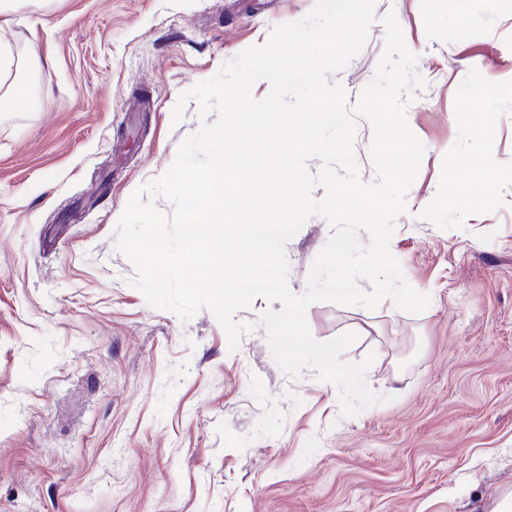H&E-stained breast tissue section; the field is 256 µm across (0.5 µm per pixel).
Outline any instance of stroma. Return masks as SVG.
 Returning <instances> with one entry per match:
<instances>
[{"label": "stroma", "mask_w": 512, "mask_h": 512, "mask_svg": "<svg viewBox=\"0 0 512 512\" xmlns=\"http://www.w3.org/2000/svg\"><path fill=\"white\" fill-rule=\"evenodd\" d=\"M315 0H26L0 41L36 77L0 112V512H495L512 500V0H377L363 49L333 76L356 102L395 11L427 82L407 109L425 153L391 250L423 312L321 302V342L356 341L377 404L340 415L314 370L287 375L258 319L236 351L210 311L151 308L113 231L131 194L198 129L182 92L264 45ZM495 90L477 95L482 76ZM488 128H480L483 116ZM497 177L444 203L450 180ZM332 234L287 243L306 289Z\"/></svg>", "instance_id": "35a3bbf8"}]
</instances>
